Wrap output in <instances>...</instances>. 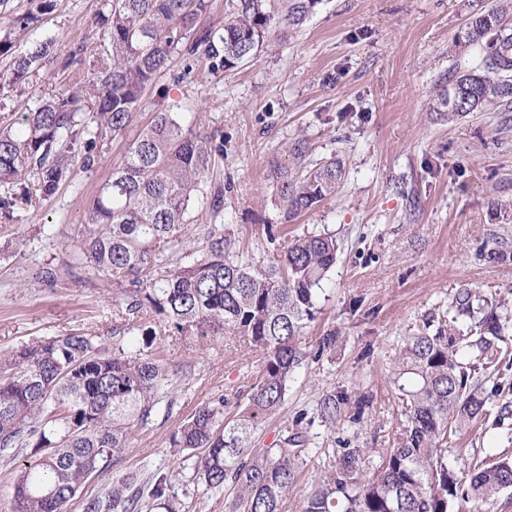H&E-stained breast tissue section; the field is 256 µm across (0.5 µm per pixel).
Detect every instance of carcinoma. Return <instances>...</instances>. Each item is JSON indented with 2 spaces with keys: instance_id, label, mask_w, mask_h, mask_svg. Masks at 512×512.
<instances>
[{
  "instance_id": "1",
  "label": "carcinoma",
  "mask_w": 512,
  "mask_h": 512,
  "mask_svg": "<svg viewBox=\"0 0 512 512\" xmlns=\"http://www.w3.org/2000/svg\"><path fill=\"white\" fill-rule=\"evenodd\" d=\"M318 0H231L224 25H197L209 0H112L110 49L95 76L51 96L22 128L0 127V211L35 207L52 195L77 161L89 169L104 136L121 135L146 104V91L173 56L207 62L205 75L256 59L288 38ZM512 0L473 17L465 42L485 43V73L454 72L437 94L435 112L448 118L512 98ZM14 39H0V90L26 80L53 57L46 41L12 54ZM201 116L174 108L155 113L131 142L122 163L85 215L83 264L120 287L115 315L126 322L127 344L107 350L81 330L33 340L0 353V457L22 451L3 512H68L94 476L124 457L134 429L158 416L170 385L152 353L153 321L180 335L207 341L228 336L257 352L261 368L246 408L224 422V396L201 404L169 439L194 450V474L212 489L230 487L231 512H283L307 449L297 431L269 448L250 447L259 419L284 403L288 383L306 353L301 337L320 310L322 284L338 258L329 233L288 239L267 228L272 257L238 250L217 224L200 242L190 237L195 204L221 211L224 188L208 180L224 136L199 132ZM297 169L275 163L270 179L282 225L336 192L343 169L334 161L308 166L309 146L284 147ZM508 303L461 288L436 319L406 337L394 358L391 381L405 424L396 445L372 472L364 448H342L303 500L301 512H452L458 499L478 505L512 487V458L498 456L468 471L448 465V438L483 422L493 409L482 375L509 357ZM368 403L350 406L345 392L317 407L322 425L360 420ZM138 475L112 477L83 501V512H139ZM151 496L169 512L178 493L166 477H146Z\"/></svg>"
}]
</instances>
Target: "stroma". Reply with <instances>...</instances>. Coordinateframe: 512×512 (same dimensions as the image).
<instances>
[{"mask_svg": "<svg viewBox=\"0 0 512 512\" xmlns=\"http://www.w3.org/2000/svg\"><path fill=\"white\" fill-rule=\"evenodd\" d=\"M500 0H319L284 47L202 79L173 57L146 92V106L122 136L105 137L92 169L72 166L59 189L22 220L0 216V352L37 338L81 329L112 347L124 323L114 315L115 287L84 268L82 220L100 187L155 113L172 105L203 115L201 133L224 137L211 180L224 188L220 220L237 246L266 244L279 225L269 169L284 144L309 142L316 160L335 159L343 176L335 194L288 225V232L335 233L338 260L326 299L304 330L306 357L276 414L263 419L251 445L264 448L312 419L318 402L344 390L369 405L359 422L309 426L306 465L286 512H300L319 474L340 448L367 451L366 470L392 447L402 423L388 380L392 360L416 324L462 288L512 303V257L490 256L496 240L512 254V112L497 106L453 119L434 112L449 72L481 68L480 45L463 46L470 18ZM111 0H52L24 34L16 20L29 0H0V37L15 52L50 41L54 58L25 83L0 93V124H18L45 98L92 78L108 46ZM69 67H62L63 59ZM53 282H46V274ZM335 332L336 343L319 341ZM157 346L172 381L171 409L134 432L112 473L82 490L93 495L112 474L149 470L187 492L194 512H228L230 490L197 480L193 451L169 446L178 426L203 402L224 395L225 420L246 407L260 358L238 341L162 336ZM498 439L488 449L485 434ZM512 453V417L489 416L448 445V462L466 469L489 452Z\"/></svg>", "mask_w": 512, "mask_h": 512, "instance_id": "stroma-1", "label": "stroma"}]
</instances>
